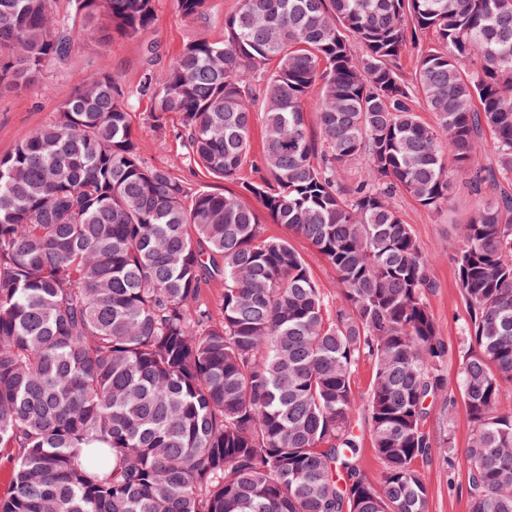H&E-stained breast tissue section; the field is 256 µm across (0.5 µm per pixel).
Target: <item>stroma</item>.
Instances as JSON below:
<instances>
[{"label": "stroma", "instance_id": "1", "mask_svg": "<svg viewBox=\"0 0 512 512\" xmlns=\"http://www.w3.org/2000/svg\"><path fill=\"white\" fill-rule=\"evenodd\" d=\"M237 5L238 0H208L203 14L188 22L178 13L174 0H157L154 23L142 37L117 38L106 44L77 43L65 60L46 69L41 82L17 90H0V155L11 152L47 123L58 111L62 93L82 85L93 74L109 72L119 75L129 98L131 126L147 164L178 167L181 175L195 187L206 186L216 192L237 191V182L190 171L186 150L177 134L178 118L170 117L166 130L156 132L149 119V102L137 92L142 75L149 70H165L185 43L199 37L221 38L224 18ZM392 202L430 259L428 274L435 287L427 299L439 333L444 340L458 342L467 316L452 256L459 226L449 223L446 215L421 207L408 195H395ZM459 363L460 357L456 354L445 362L443 374L447 390L431 402L425 427L436 438H451L454 446L461 448L469 439L471 424L464 404L453 407L448 404L449 391L458 387ZM416 466L427 481L429 512H468L464 492L467 468L461 456L455 454L445 460L420 459Z\"/></svg>", "mask_w": 512, "mask_h": 512}]
</instances>
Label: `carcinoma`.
Listing matches in <instances>:
<instances>
[{
	"instance_id": "obj_1",
	"label": "carcinoma",
	"mask_w": 512,
	"mask_h": 512,
	"mask_svg": "<svg viewBox=\"0 0 512 512\" xmlns=\"http://www.w3.org/2000/svg\"><path fill=\"white\" fill-rule=\"evenodd\" d=\"M205 4L176 0L189 21ZM71 7L0 0V86L37 82L77 40L142 36L156 0ZM140 94L156 130L177 116L193 162L242 192L146 164L112 73L0 156V512H428L415 461L454 453L424 423L455 350L469 512H512V0H239L222 38L187 42ZM488 131L496 167L477 169ZM457 181L499 192L453 245L455 346L391 199L440 212ZM267 220L330 264L336 301ZM374 365L370 360H362L353 375V389L356 396L366 399L374 378ZM360 462L368 477L375 483L379 482L383 464L375 455L368 436L364 438L362 448H360Z\"/></svg>"
}]
</instances>
